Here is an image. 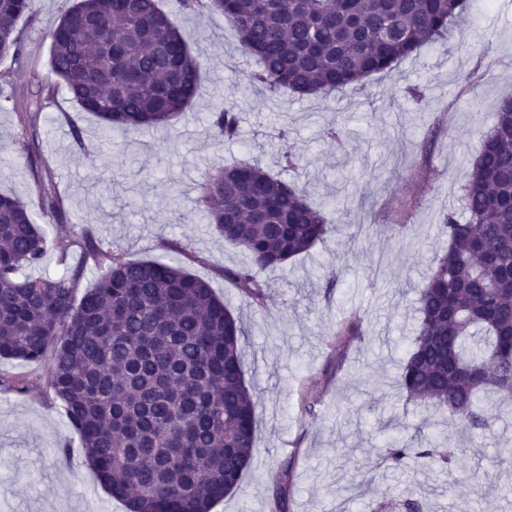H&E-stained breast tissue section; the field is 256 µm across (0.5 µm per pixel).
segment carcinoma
I'll return each instance as SVG.
<instances>
[{
  "label": "carcinoma",
  "mask_w": 512,
  "mask_h": 512,
  "mask_svg": "<svg viewBox=\"0 0 512 512\" xmlns=\"http://www.w3.org/2000/svg\"><path fill=\"white\" fill-rule=\"evenodd\" d=\"M116 0H75L49 29V67L70 102L99 120L104 143L188 118L199 94L201 61L161 0H130L131 16L112 21ZM186 14L218 13L259 70L249 82L272 93L326 98L362 86L466 20L469 0H177ZM34 0H0V56L24 62L18 23ZM12 103L36 132L41 99ZM217 141L239 134L235 106L209 113ZM195 207L204 223L242 248L252 265L224 270L253 302L269 298L259 271L283 267L332 228L299 181L260 162L199 174ZM461 213L448 212L447 240L417 298L418 322L398 378L415 408L483 437L501 415L483 398L512 390V97L469 161ZM45 217L65 214L62 196L41 198ZM480 244L491 260L469 262ZM100 269L79 293L81 269L31 277L47 239L22 199L0 194V359L40 363L64 407L82 454L107 494L126 512H211L237 490L250 467L257 402L244 377L243 327L211 282L187 268L130 260L90 227L61 235V261L74 247ZM379 458L414 470L451 468L455 449L423 436L398 441ZM270 512H288L283 479L272 482Z\"/></svg>",
  "instance_id": "cac0c4a2"
}]
</instances>
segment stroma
I'll return each instance as SVG.
<instances>
[{"label": "stroma", "instance_id": "35a3bbf8", "mask_svg": "<svg viewBox=\"0 0 512 512\" xmlns=\"http://www.w3.org/2000/svg\"><path fill=\"white\" fill-rule=\"evenodd\" d=\"M73 0H35V21L19 23L28 60L0 57L15 93L54 95L39 116V134L0 109V191L40 210V194L61 191L62 222H43L48 238L89 224L132 260L182 264L211 281L239 317L248 386L257 400L251 465L240 487L212 512H269L271 477L288 474L290 512H377L406 491L430 512H512V422L497 436L468 438L458 427L406 405L395 379L411 344L423 278L445 246L437 226L460 211L468 162L512 95V0H472L462 40H446L330 97L270 95L250 85L254 60L242 55L218 14L176 12L191 52L202 63L192 115L176 127L118 139L104 150L97 118L80 111L51 73L46 33ZM236 105L240 136L215 143L207 115ZM337 124L341 139H325ZM285 125L302 156L300 182L316 205L346 201L334 228L285 269L264 272L269 300L258 306L224 268L249 257L202 224L193 200L199 172L224 161L259 160L291 178L272 127ZM51 177L35 183L37 168ZM335 288H328L332 272ZM355 334H348V327ZM25 377L26 394L0 392V512H125L82 461L80 441L60 401L48 396L46 369L0 360V372ZM446 439L457 451L447 471L391 468L375 454L415 432ZM479 492L459 494L472 474ZM369 485L366 493L357 484Z\"/></svg>", "mask_w": 512, "mask_h": 512}]
</instances>
